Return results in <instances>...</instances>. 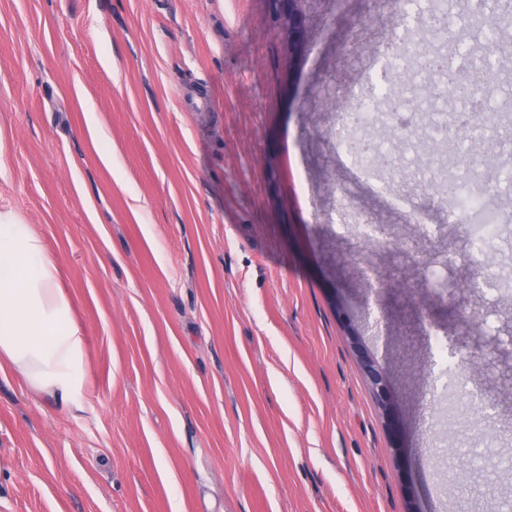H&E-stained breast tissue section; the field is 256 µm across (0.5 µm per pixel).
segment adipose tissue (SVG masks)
I'll return each mask as SVG.
<instances>
[{
  "label": "adipose tissue",
  "mask_w": 512,
  "mask_h": 512,
  "mask_svg": "<svg viewBox=\"0 0 512 512\" xmlns=\"http://www.w3.org/2000/svg\"><path fill=\"white\" fill-rule=\"evenodd\" d=\"M62 266L46 240L0 207V375L82 409L87 337L60 285Z\"/></svg>",
  "instance_id": "adipose-tissue-1"
}]
</instances>
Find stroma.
<instances>
[{
    "label": "stroma",
    "mask_w": 512,
    "mask_h": 512,
    "mask_svg": "<svg viewBox=\"0 0 512 512\" xmlns=\"http://www.w3.org/2000/svg\"><path fill=\"white\" fill-rule=\"evenodd\" d=\"M398 5L307 0L293 51L266 0H0V206L62 264L90 401L0 376V512H512V223L488 284L400 150L384 191L338 143ZM361 354L365 373L376 392L378 401L384 409L387 410L391 404L388 374L385 369L374 360L373 356L364 346Z\"/></svg>",
    "instance_id": "1"
}]
</instances>
